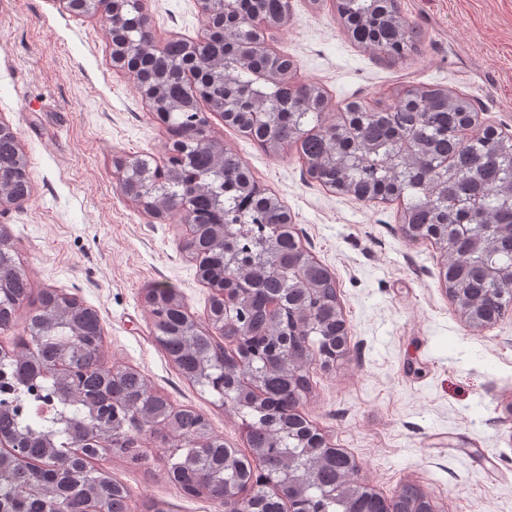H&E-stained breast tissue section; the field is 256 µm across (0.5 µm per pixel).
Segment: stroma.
I'll use <instances>...</instances> for the list:
<instances>
[{
    "label": "stroma",
    "mask_w": 512,
    "mask_h": 512,
    "mask_svg": "<svg viewBox=\"0 0 512 512\" xmlns=\"http://www.w3.org/2000/svg\"><path fill=\"white\" fill-rule=\"evenodd\" d=\"M144 3L160 39L194 38L205 25L197 0ZM401 10L422 35L403 58L353 43L331 0H291L269 43L291 59L296 80L325 92L326 123L352 99L379 110L423 85L464 94L512 136V0H401ZM110 53L100 18L59 0H0V121L17 132L33 184L29 201L0 212V227L33 288L97 311L105 366L139 370L175 405L205 414L231 447L246 448L240 416L186 381L154 339L148 288H177L201 326L211 290L181 248V214L154 218L119 190L115 159L162 160L169 135ZM207 118L336 282L350 355L328 371L311 367L306 417L382 494L409 483L436 512H512V313L471 330L441 283L439 250L404 235L399 202L328 190L308 176L297 147L273 154L220 114ZM142 446L140 465L102 461L137 508L224 512L168 482V449L149 438Z\"/></svg>",
    "instance_id": "1"
}]
</instances>
